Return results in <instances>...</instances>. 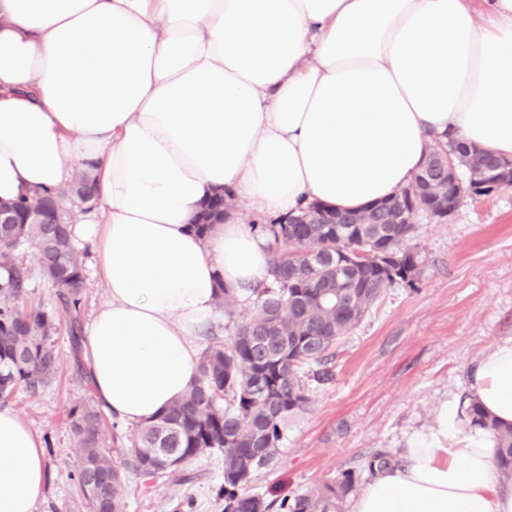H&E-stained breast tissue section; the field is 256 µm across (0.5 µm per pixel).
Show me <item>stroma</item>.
<instances>
[{
    "instance_id": "stroma-1",
    "label": "stroma",
    "mask_w": 512,
    "mask_h": 512,
    "mask_svg": "<svg viewBox=\"0 0 512 512\" xmlns=\"http://www.w3.org/2000/svg\"><path fill=\"white\" fill-rule=\"evenodd\" d=\"M412 247L424 260L415 286L398 285L370 306L334 348L324 383L308 385L309 404L290 419L278 458L254 477L256 494H296L354 471L372 475L370 457L400 454L415 432L435 426L442 409L457 413L470 392L473 365L512 339V187L466 194L444 222L419 215ZM55 377L8 405L43 445L47 481L35 512H90L77 482L72 409L94 403L85 363L72 349L65 313L55 315ZM223 458L185 467L181 483L128 474L122 512H222Z\"/></svg>"
}]
</instances>
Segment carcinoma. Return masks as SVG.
I'll list each match as a JSON object with an SVG mask.
<instances>
[{"mask_svg": "<svg viewBox=\"0 0 512 512\" xmlns=\"http://www.w3.org/2000/svg\"><path fill=\"white\" fill-rule=\"evenodd\" d=\"M455 150L472 174L494 166L486 150H470L463 141L437 139L431 152ZM449 189L431 185L421 194L418 212L432 218L448 203ZM96 183L88 167L54 191H36L13 202L0 201L12 223L0 224V400L19 387L35 390L58 370L50 344L55 316L22 307L28 270L24 255L34 249L47 280L55 288V309L69 317L74 350H80L84 254L75 245L72 226L76 209L93 202ZM402 188L371 213L372 222H359L366 209L338 212L335 224L323 216L311 224H262L274 247L271 281L253 289L252 315L226 327L229 337L209 346L200 358L190 390L164 411L143 422L121 449L123 462L100 436L103 415L94 406L72 413L79 448L78 482L91 512H120L125 471L149 478L183 479L185 464L217 451L224 460V512H271L275 501L245 492L255 474L268 467L286 440L289 417L309 403L304 377L320 380L326 372H311L360 321L367 308L396 283L415 284L422 259L409 245L416 225ZM211 199L193 224L204 236L224 221V201ZM239 302L235 292L219 284L217 304L232 316ZM470 426L487 432L497 448L500 473L512 476V425L490 418L469 398L464 407ZM398 463L386 450L378 451L368 470ZM96 476L100 491L92 492L86 474ZM357 486L355 472L338 482L281 498L283 512H341L343 501Z\"/></svg>", "mask_w": 512, "mask_h": 512, "instance_id": "obj_1", "label": "carcinoma"}]
</instances>
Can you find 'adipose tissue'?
Listing matches in <instances>:
<instances>
[{
	"instance_id": "obj_1",
	"label": "adipose tissue",
	"mask_w": 512,
	"mask_h": 512,
	"mask_svg": "<svg viewBox=\"0 0 512 512\" xmlns=\"http://www.w3.org/2000/svg\"><path fill=\"white\" fill-rule=\"evenodd\" d=\"M0 0V199L92 164V240L108 300L81 356L96 400L140 423L192 386L218 285L269 281L254 215L358 210L405 187L436 135L512 158V0ZM232 193L207 236L204 203ZM470 388L512 424V340ZM453 415L413 437L352 512H512L496 448ZM39 438L0 406V512H34Z\"/></svg>"
}]
</instances>
